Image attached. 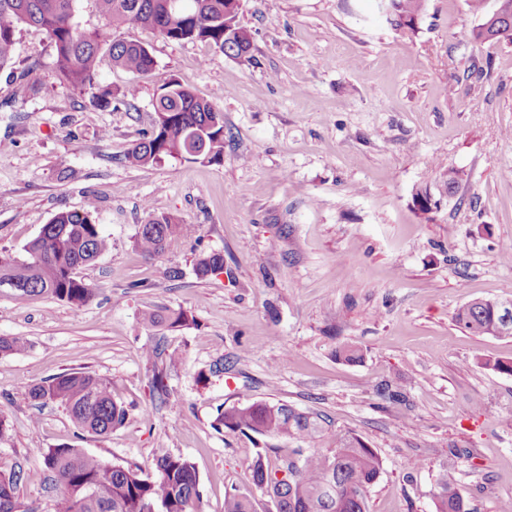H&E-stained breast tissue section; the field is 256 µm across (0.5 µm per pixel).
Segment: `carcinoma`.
I'll list each match as a JSON object with an SVG mask.
<instances>
[{"label":"carcinoma","mask_w":512,"mask_h":512,"mask_svg":"<svg viewBox=\"0 0 512 512\" xmlns=\"http://www.w3.org/2000/svg\"><path fill=\"white\" fill-rule=\"evenodd\" d=\"M76 0H0V70L13 58L17 27L43 29L54 42L61 85L90 95L92 105L106 109L115 95L98 81L100 53L108 48L112 64L138 78L155 75V61L134 39H115L112 29L85 31L75 21ZM115 27H150L172 40L196 39L242 63L250 61L251 32L239 19L238 0H97ZM426 0H385V20L396 30H415ZM496 40L512 42V9L498 20ZM151 134L128 150L126 159L144 167L172 157L220 163L224 159V120L218 106L196 96L173 77L160 85ZM94 203L81 211L61 210L24 247L25 256L0 252V293L26 302L48 297L80 307L96 295L79 270L109 250L110 241L93 220ZM195 234L191 224L170 217H152L140 225L136 247L158 257L172 242ZM194 268L201 277L224 269V255L201 253ZM454 320L482 335L501 334L504 326L495 299L476 298L462 305ZM150 326L183 327L189 318L182 309L165 308L143 315ZM19 336H0V355L25 352ZM156 366H170L179 354L159 345L143 352ZM381 395L391 402L406 401L403 387L384 383ZM28 398L38 405L51 401L63 407L80 429L100 437L124 425L128 410L112 394V384L88 372H65L31 384ZM216 428L283 440L294 448L284 456L266 448L251 461V484L274 502L276 512H369L367 492L383 468L379 454L356 434L337 431L315 412L283 403L239 401L219 413ZM275 458H270V454ZM50 481L62 489L57 512H197L202 497L193 464L163 454L155 470L144 474L113 464L79 448H50L44 455ZM21 469H0V512H36L20 496ZM436 512H472L460 494L454 472L441 471L434 493ZM224 512H255L251 496L234 488L224 495Z\"/></svg>","instance_id":"obj_1"}]
</instances>
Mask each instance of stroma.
Here are the masks:
<instances>
[{
    "mask_svg": "<svg viewBox=\"0 0 512 512\" xmlns=\"http://www.w3.org/2000/svg\"><path fill=\"white\" fill-rule=\"evenodd\" d=\"M239 19L252 33L246 64L198 41L111 28L148 47L156 76L103 58L101 84L137 88L133 106L105 110L60 86L43 30L18 27L0 70V250L22 254L55 213L90 202L112 246L81 271L96 290L85 306L0 294V336L31 344L0 355V468L21 466L24 497L55 512L47 449L145 473L170 453L194 464L201 512H224L233 487L256 512H275L248 479L254 438L215 427L220 408L250 399L320 412L374 448L383 469L371 512H435L449 466L474 512H500L512 497V374L480 361L512 359V337L470 333L454 314L476 297L512 300L501 257L512 247V43L461 37L482 22L467 0H426L413 32L394 30L377 0H240ZM171 76L221 108L222 163L126 164ZM24 77L39 91L21 102ZM450 165L466 174L452 192ZM422 189L434 202L426 215L414 204ZM152 216L196 232L145 257L135 238ZM213 251L223 273L197 276L195 257ZM164 307L194 325L141 322ZM346 342L362 362L337 359ZM158 343L181 356L163 401L142 356ZM219 360L223 375H210ZM70 370L111 382L124 426L103 439L28 398L27 384ZM387 380L406 388L409 407L380 396Z\"/></svg>",
    "mask_w": 512,
    "mask_h": 512,
    "instance_id": "1",
    "label": "stroma"
}]
</instances>
